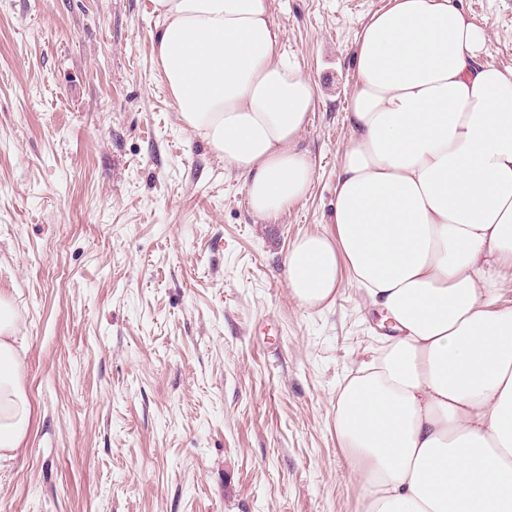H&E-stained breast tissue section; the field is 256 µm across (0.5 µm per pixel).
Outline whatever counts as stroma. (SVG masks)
<instances>
[{
  "mask_svg": "<svg viewBox=\"0 0 512 512\" xmlns=\"http://www.w3.org/2000/svg\"><path fill=\"white\" fill-rule=\"evenodd\" d=\"M388 0H270L312 81L307 195L278 218L180 121L150 0H0V289L33 407L0 512H360L336 391L386 335L353 284L301 309L331 227L362 25ZM512 68V0H456Z\"/></svg>",
  "mask_w": 512,
  "mask_h": 512,
  "instance_id": "obj_1",
  "label": "stroma"
}]
</instances>
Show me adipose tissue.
<instances>
[{"label": "adipose tissue", "instance_id": "ef3b65f1", "mask_svg": "<svg viewBox=\"0 0 512 512\" xmlns=\"http://www.w3.org/2000/svg\"><path fill=\"white\" fill-rule=\"evenodd\" d=\"M156 66L182 124L274 219L314 177L313 84L284 61L270 0H153ZM455 0H388L356 38L331 229L297 238L306 310L352 281L389 327L336 395L361 512H512V68ZM20 324L0 292V462L33 419Z\"/></svg>", "mask_w": 512, "mask_h": 512}]
</instances>
